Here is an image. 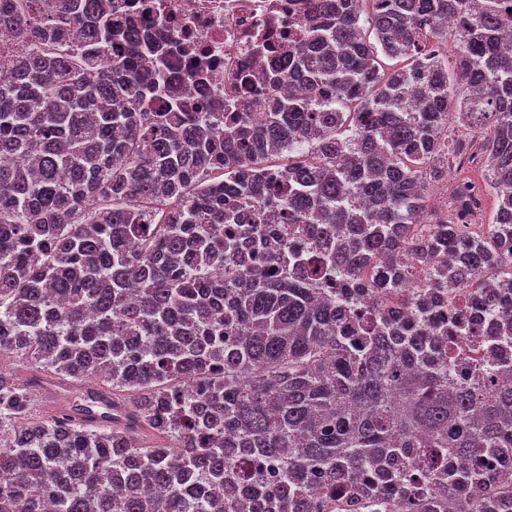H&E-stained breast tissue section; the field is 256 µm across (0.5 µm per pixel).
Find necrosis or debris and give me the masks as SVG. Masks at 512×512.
<instances>
[{
	"mask_svg": "<svg viewBox=\"0 0 512 512\" xmlns=\"http://www.w3.org/2000/svg\"><path fill=\"white\" fill-rule=\"evenodd\" d=\"M313 0H121L135 9L146 33L163 26L172 80L189 82L187 106L220 112L260 91L265 75L280 65L275 48L285 33L300 34Z\"/></svg>",
	"mask_w": 512,
	"mask_h": 512,
	"instance_id": "obj_1",
	"label": "necrosis or debris"
}]
</instances>
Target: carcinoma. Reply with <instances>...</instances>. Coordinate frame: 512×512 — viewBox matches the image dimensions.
<instances>
[{"mask_svg": "<svg viewBox=\"0 0 512 512\" xmlns=\"http://www.w3.org/2000/svg\"><path fill=\"white\" fill-rule=\"evenodd\" d=\"M63 2L0 0V359L100 384L36 417L0 368V512H512V362L453 305L512 336V0H315L206 128L118 0ZM453 115L482 232L463 169L428 210Z\"/></svg>", "mask_w": 512, "mask_h": 512, "instance_id": "1", "label": "carcinoma"}]
</instances>
